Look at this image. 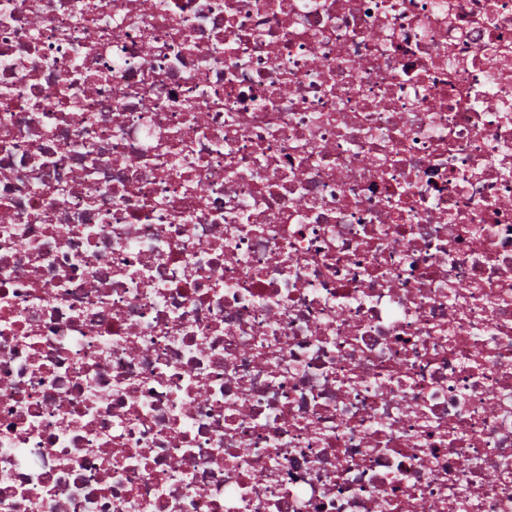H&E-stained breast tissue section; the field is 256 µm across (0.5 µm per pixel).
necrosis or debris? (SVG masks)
I'll return each mask as SVG.
<instances>
[{"mask_svg":"<svg viewBox=\"0 0 512 512\" xmlns=\"http://www.w3.org/2000/svg\"><path fill=\"white\" fill-rule=\"evenodd\" d=\"M0 512H512V0H0Z\"/></svg>","mask_w":512,"mask_h":512,"instance_id":"4bbe7bcc","label":"necrosis or debris"}]
</instances>
